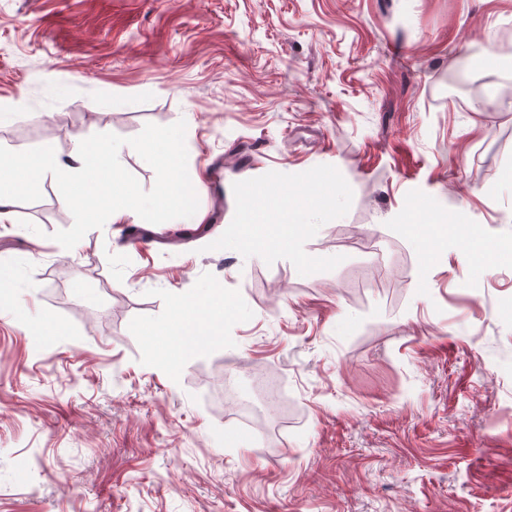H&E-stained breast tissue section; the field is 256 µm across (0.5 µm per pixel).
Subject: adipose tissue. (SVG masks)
Returning <instances> with one entry per match:
<instances>
[{"label":"adipose tissue","instance_id":"adipose-tissue-1","mask_svg":"<svg viewBox=\"0 0 512 512\" xmlns=\"http://www.w3.org/2000/svg\"><path fill=\"white\" fill-rule=\"evenodd\" d=\"M72 158L73 166L62 168L54 157L52 146L48 144L42 147L40 161L36 164L22 156L1 155L0 170L8 173L9 185L0 188V224L13 222L14 199L26 189L32 173L36 171L46 178L65 176L72 188L70 206L79 224L96 219L100 211L108 209L105 194H112L116 198L135 197L134 189L118 182L113 183L111 192H104L96 178L97 171L109 170L114 166V149L111 144H91L82 139L76 140ZM202 307L203 303L198 297L177 295L167 320L142 331L149 360L162 365L170 375H178L185 358L198 344L209 341L217 334L214 327L200 325L198 318Z\"/></svg>","mask_w":512,"mask_h":512}]
</instances>
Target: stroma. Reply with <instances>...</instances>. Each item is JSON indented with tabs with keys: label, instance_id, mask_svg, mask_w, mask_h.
<instances>
[{
	"label": "stroma",
	"instance_id": "obj_1",
	"mask_svg": "<svg viewBox=\"0 0 512 512\" xmlns=\"http://www.w3.org/2000/svg\"><path fill=\"white\" fill-rule=\"evenodd\" d=\"M512 0H0V151L111 143L144 196L0 225V512H512ZM464 61L486 97L448 89ZM182 134L162 169L155 129ZM340 188L317 209L316 175ZM271 184L272 245L231 249ZM302 226L282 221L280 198ZM453 225L426 249L408 224ZM154 240L131 246L128 228ZM200 231L181 243L165 232ZM378 252H370V242ZM229 312L172 378L141 328ZM261 375L262 437L224 399ZM158 195L174 209L188 207L189 197L179 182L168 179L159 187Z\"/></svg>",
	"mask_w": 512,
	"mask_h": 512
}]
</instances>
